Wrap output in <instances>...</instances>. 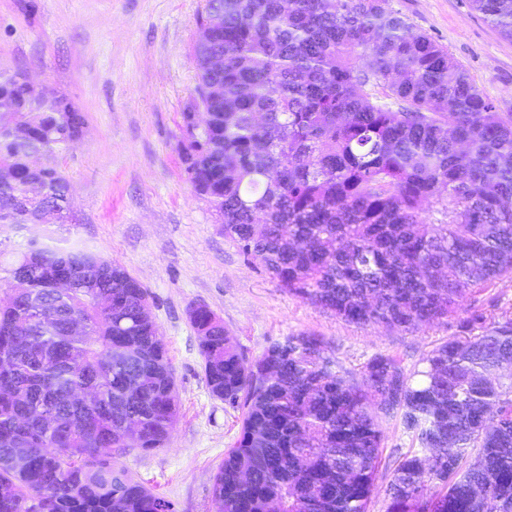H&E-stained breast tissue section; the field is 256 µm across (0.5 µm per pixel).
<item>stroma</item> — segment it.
Returning <instances> with one entry per match:
<instances>
[{"label": "stroma", "mask_w": 512, "mask_h": 512, "mask_svg": "<svg viewBox=\"0 0 512 512\" xmlns=\"http://www.w3.org/2000/svg\"><path fill=\"white\" fill-rule=\"evenodd\" d=\"M204 0H0V72H26L85 116L79 138L56 155L72 185L66 222L0 224V265L29 243L79 248L110 260L149 294L168 348L180 413L162 448H134L121 465L175 512H215L213 476L240 437L242 412L210 393L188 311L224 322L247 361L274 341L321 338L342 366L377 355L412 368L453 333L358 326L288 295L260 259L226 238L188 180L178 151L180 113L197 84L193 46ZM413 31L433 37L468 71L497 111L512 113V40L468 0H392ZM385 434L370 512H386L395 456L414 443L399 418Z\"/></svg>", "instance_id": "obj_1"}]
</instances>
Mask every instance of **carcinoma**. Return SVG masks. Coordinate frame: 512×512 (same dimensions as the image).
<instances>
[{"instance_id":"1","label":"carcinoma","mask_w":512,"mask_h":512,"mask_svg":"<svg viewBox=\"0 0 512 512\" xmlns=\"http://www.w3.org/2000/svg\"><path fill=\"white\" fill-rule=\"evenodd\" d=\"M472 3L512 38V0ZM197 26L179 145L224 237L348 323L457 321L411 369L379 355L353 372L304 334L250 363L221 319L190 308L209 391L243 411L214 476L217 512H369L381 420L397 415L418 447L397 460L386 512H512V312L462 304L512 275V113L390 0H205ZM67 105L0 73V224L68 219V178L30 166L73 140ZM18 278L87 330L0 307V512H174L116 460L163 447L179 410L148 293L109 260L34 243L0 269V286ZM71 389L99 395V410L70 405ZM114 404L142 424L138 441L105 419ZM32 407L65 429L58 451L24 420Z\"/></svg>"}]
</instances>
